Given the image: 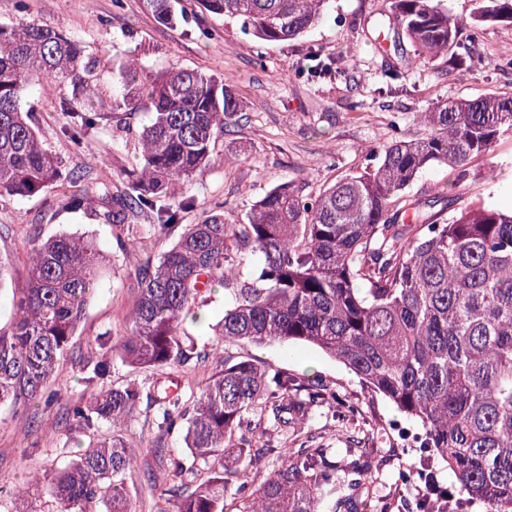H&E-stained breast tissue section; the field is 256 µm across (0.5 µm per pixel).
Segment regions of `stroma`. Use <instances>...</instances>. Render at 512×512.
<instances>
[{
  "instance_id": "stroma-1",
  "label": "stroma",
  "mask_w": 512,
  "mask_h": 512,
  "mask_svg": "<svg viewBox=\"0 0 512 512\" xmlns=\"http://www.w3.org/2000/svg\"><path fill=\"white\" fill-rule=\"evenodd\" d=\"M20 11L18 0H0V24L35 20L69 34L81 35L89 51L104 60L85 95L93 102L112 99V61L124 59L130 48L145 43L149 52L143 62L157 72L191 67L223 78L242 101L237 124L228 126L219 138L218 160L199 175L188 193L196 205L182 215L195 223L203 208L225 203L224 219L242 223L246 211L267 190L283 182L301 185L318 194L338 177L366 164L365 149L390 143L394 130L404 138L417 139L424 132L416 115L438 99H475L512 93V68L502 61L512 59V25L486 27L479 45V58L453 67L447 57L428 65L414 63V49L398 40L386 16V0H334L329 17L307 36L286 42H265L243 35L236 23L208 12L171 25L157 23L146 0H27ZM341 57L345 74L338 79H307L293 76L294 65L309 47ZM396 67L401 76L390 92H374L383 65ZM72 90L61 86L49 94H34L37 129L46 146L73 174H88L94 181L119 179L124 170L138 163L137 135L145 114L106 112L89 137L85 151H74L62 133V101ZM363 109L350 110L352 100ZM493 178H486V167ZM512 182V137L503 138L487 165L476 166L475 176L462 187V203L504 206L503 186ZM73 190L66 183L46 195L24 201L0 202V264L5 279L0 282V321L8 322L12 290L26 276L25 255L31 237L47 239L67 232L93 239L102 254V274L85 318L73 340L70 356L49 389L56 402H35L24 414L0 409V486L33 492L36 512H50L47 475L64 467L85 448L89 434H71L69 413L87 404L90 392L84 383V364L102 356L101 333L123 335L127 316L138 288L131 276L135 265L157 261L173 245L171 235H150L155 218L141 214L132 225L137 249H120L111 225L101 223L98 207L70 211L65 198ZM201 322L185 319L183 326L197 350L232 359H253L299 377H316L339 395L358 404L359 423L341 426L327 414L315 413L302 426L298 438L312 446L344 450L363 444L372 448V491L362 512H372L374 500L385 498L394 512H413L421 486L398 480L401 469L420 468L418 455L392 429L400 417L395 407L364 389L358 378L337 360L305 345L224 344L212 327L224 315V292L215 294L203 307ZM125 436L131 446L132 512H175L174 501L161 494L169 479L170 458L184 455L183 439L160 434L153 411L143 407L127 422ZM167 449V460L154 451Z\"/></svg>"
}]
</instances>
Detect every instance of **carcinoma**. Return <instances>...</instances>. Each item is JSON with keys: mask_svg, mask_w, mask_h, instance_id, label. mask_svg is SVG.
Here are the masks:
<instances>
[{"mask_svg": "<svg viewBox=\"0 0 512 512\" xmlns=\"http://www.w3.org/2000/svg\"><path fill=\"white\" fill-rule=\"evenodd\" d=\"M470 20L445 0H387L397 37L418 61L474 58L484 27L512 25V0H472ZM157 21L170 25L180 0H148ZM239 24L267 42L301 38L330 12V0H189ZM136 46L112 67L114 112H146L138 165L115 185L88 182L66 198V209L98 204L100 216L125 240V223L156 215L153 232L176 240L154 265L134 267L138 295L130 328L101 345L137 370H157L90 394L75 406L70 429L110 426L112 436L90 443L49 478L55 512H131V458L125 423L142 403L154 407L162 434L182 429L187 456L173 462L162 494L175 512H359L372 481L365 448L343 462L327 448H276L262 441L250 419L257 412L283 433L297 431L314 410H337L345 424L361 416L357 404L314 380L251 360L216 362L199 393L185 398L178 372L207 364L182 327L190 311L224 288V317L216 332L228 343L311 345L345 365L369 392L415 423L423 455L453 477L456 512H512V209L476 203L450 219L442 211L456 195L419 198L411 186L427 170L446 165L460 188L475 163L512 136V94L438 100L417 119L425 135L369 149L371 162L338 178L317 195L291 182L267 191L241 224H228L216 203L194 224L179 223L194 203L184 189L214 160L216 141L237 121L240 99L224 81L196 68L155 73ZM295 75L334 78L335 61L316 49ZM101 60L85 42L35 21L0 24V200H26L69 178L46 147L30 100L35 86L67 85L65 134L88 148L99 112L83 95ZM249 258L256 266L241 273ZM101 255L92 239L58 233L27 255L28 272L13 289V314L0 327V407L16 412L54 395L58 374L99 282ZM101 359L87 382L108 376ZM282 465L259 485L247 468L265 455ZM211 476L191 487L201 467ZM236 480L237 496L224 498ZM0 512H34L20 489L0 487Z\"/></svg>", "mask_w": 512, "mask_h": 512, "instance_id": "obj_1", "label": "carcinoma"}]
</instances>
